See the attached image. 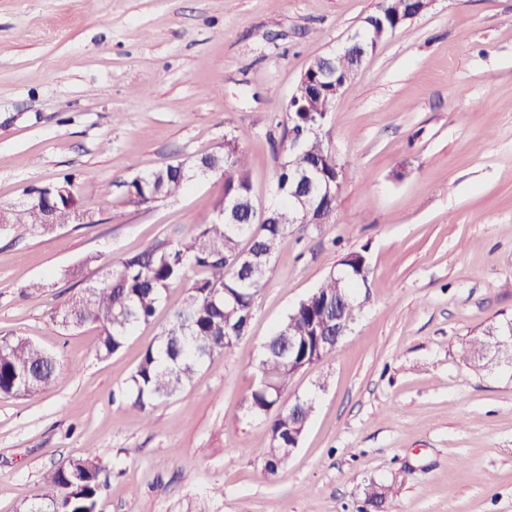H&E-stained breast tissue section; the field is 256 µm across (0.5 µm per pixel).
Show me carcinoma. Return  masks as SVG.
Returning a JSON list of instances; mask_svg holds the SVG:
<instances>
[{"label":"carcinoma","mask_w":512,"mask_h":512,"mask_svg":"<svg viewBox=\"0 0 512 512\" xmlns=\"http://www.w3.org/2000/svg\"><path fill=\"white\" fill-rule=\"evenodd\" d=\"M409 0H381V5L364 23L376 17L383 21L388 37L402 28L396 14L408 13ZM336 78L343 94L352 89L358 63L341 52L332 59ZM313 119L296 104H289L288 120L292 130ZM242 135L227 144L233 153V166L224 169V152L201 154L157 168L126 182L128 193L143 201L166 199L177 195L187 184L213 171L224 170L225 191L251 196L246 155L240 148ZM293 157L284 161L278 170L276 187L288 189L292 171L312 164L321 167L331 179L336 178V156L325 146L322 132H316L298 144H291ZM70 177L55 186L35 187L25 192L23 211L25 224L34 233H51L77 219L74 196L70 192ZM216 218L195 225L191 235L172 244H160L145 251L129 254L108 266L103 277L91 281L82 292L51 309L52 321L63 327L77 328L93 324L100 330L97 353L108 358L120 351L128 337L142 323L153 320L166 293L182 285L185 297L161 328L155 342L148 345L131 374L126 389L127 400L151 423L155 403L167 400L190 385L203 368H216L226 350L224 337L239 340L246 335L253 317V299L270 270L273 259L288 243L295 221L288 194L276 209V223L264 224L260 217L247 212L236 216L237 223L226 224L221 216L224 200L213 206ZM197 268L201 276L188 279L190 270ZM353 279L341 280L329 273L322 284L305 299L301 307L287 314L275 332L262 344L256 370H264L277 383L273 387L254 384L245 398L248 412L262 419L268 429L269 446L255 450L268 475L277 472L274 462V436L298 434L307 421L313 401L301 399L293 416L281 409V396L288 387L292 371L285 367L290 360L297 364H313L327 360L332 353L324 350L322 341L336 335L331 308L336 299L348 293ZM301 338L299 347L288 350L281 339L283 330ZM512 332V322L506 321L486 329L468 340L461 348V359L475 367L489 363L486 347L495 337ZM56 360L44 350L20 338L0 339V394L33 396L48 388L56 378ZM100 464L91 452L71 460L67 466L49 473L44 493L26 506V512H97ZM392 487L370 481L365 488L367 501L384 504Z\"/></svg>","instance_id":"carcinoma-1"}]
</instances>
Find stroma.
Here are the masks:
<instances>
[{
  "label": "stroma",
  "mask_w": 512,
  "mask_h": 512,
  "mask_svg": "<svg viewBox=\"0 0 512 512\" xmlns=\"http://www.w3.org/2000/svg\"><path fill=\"white\" fill-rule=\"evenodd\" d=\"M378 3L0 0V207L69 175L93 218L0 231V336L58 363L41 394H0V512L90 450L98 512H365L372 480L394 488L384 512H512V367L459 356L512 320V0H435L363 58L325 128L343 167L329 223L294 228L247 336L150 418L122 392L184 288L107 359L94 326L50 318L104 264L189 237L224 192L206 177L138 203L126 180L240 134L253 200L271 205L295 87ZM351 252L371 266L363 312L290 378L283 403L315 406L266 475L252 451L268 430L244 402L261 345ZM512 332V322L506 321L496 326H490L480 336L468 340L461 348V359L474 367L484 368L490 359L485 355L486 347L497 336Z\"/></svg>",
  "instance_id": "stroma-1"
}]
</instances>
